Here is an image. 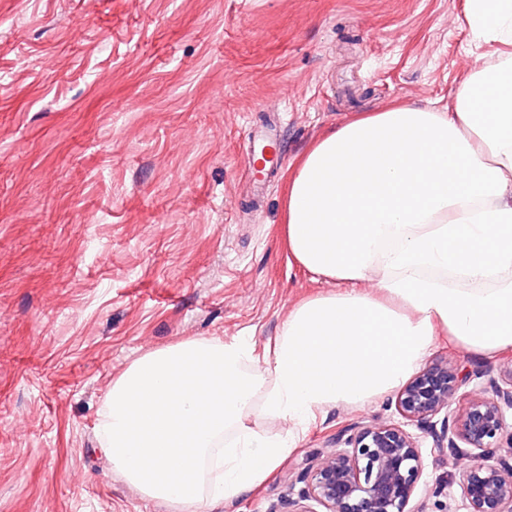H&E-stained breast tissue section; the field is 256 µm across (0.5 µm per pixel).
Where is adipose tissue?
Listing matches in <instances>:
<instances>
[{
  "instance_id": "ef3b65f1",
  "label": "adipose tissue",
  "mask_w": 512,
  "mask_h": 512,
  "mask_svg": "<svg viewBox=\"0 0 512 512\" xmlns=\"http://www.w3.org/2000/svg\"><path fill=\"white\" fill-rule=\"evenodd\" d=\"M503 44L451 109L397 102L323 133L286 178L288 251L342 291L288 313L270 357L253 342L186 340L132 362L102 408L112 468L144 498L209 512L261 484L293 447L252 413L309 423L400 388L438 336L512 351V0H466ZM374 282L371 291L361 290Z\"/></svg>"
}]
</instances>
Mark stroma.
Here are the masks:
<instances>
[{
	"label": "stroma",
	"mask_w": 512,
	"mask_h": 512,
	"mask_svg": "<svg viewBox=\"0 0 512 512\" xmlns=\"http://www.w3.org/2000/svg\"><path fill=\"white\" fill-rule=\"evenodd\" d=\"M464 0H0V512H173L113 471L100 410L137 358L252 337L337 291L290 257L284 181L260 206L245 148L277 118L288 166L327 129L406 101L444 112L494 60ZM428 362L503 376L440 337ZM401 421L395 394L308 423L258 487L216 512H286L306 460L355 422ZM422 440L412 500L460 505L465 453Z\"/></svg>",
	"instance_id": "1"
}]
</instances>
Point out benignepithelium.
<instances>
[{"mask_svg": "<svg viewBox=\"0 0 512 512\" xmlns=\"http://www.w3.org/2000/svg\"><path fill=\"white\" fill-rule=\"evenodd\" d=\"M478 378L477 371L432 363L400 389L397 411L423 427L433 450L465 448L475 459L460 480L464 512H512V464L489 463L500 450L512 454V371L505 385H491L486 396L465 394L449 409L450 398ZM330 447L298 474L325 512H416L410 502L423 475L422 446L403 425L356 422Z\"/></svg>", "mask_w": 512, "mask_h": 512, "instance_id": "benign-epithelium-1", "label": "benign epithelium"}]
</instances>
